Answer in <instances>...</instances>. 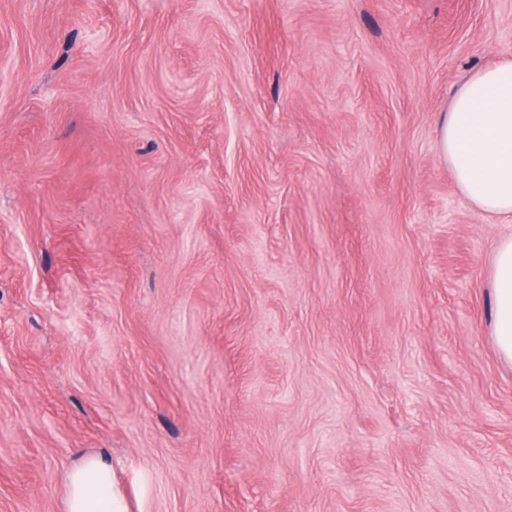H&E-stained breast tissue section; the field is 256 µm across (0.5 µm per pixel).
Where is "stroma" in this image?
<instances>
[{
  "label": "stroma",
  "mask_w": 512,
  "mask_h": 512,
  "mask_svg": "<svg viewBox=\"0 0 512 512\" xmlns=\"http://www.w3.org/2000/svg\"><path fill=\"white\" fill-rule=\"evenodd\" d=\"M512 0H0V512H512L505 223L437 152ZM492 311L490 336L501 360L512 365V234L495 244L490 265ZM65 512H128L107 463L88 458L68 472Z\"/></svg>",
  "instance_id": "stroma-1"
}]
</instances>
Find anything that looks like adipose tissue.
I'll return each mask as SVG.
<instances>
[{"mask_svg": "<svg viewBox=\"0 0 512 512\" xmlns=\"http://www.w3.org/2000/svg\"><path fill=\"white\" fill-rule=\"evenodd\" d=\"M437 149L474 209L512 219V56L463 77L439 117ZM490 279V336L512 365V234L495 244ZM65 512H128L107 463L89 458L68 472Z\"/></svg>", "mask_w": 512, "mask_h": 512, "instance_id": "adipose-tissue-1", "label": "adipose tissue"}]
</instances>
